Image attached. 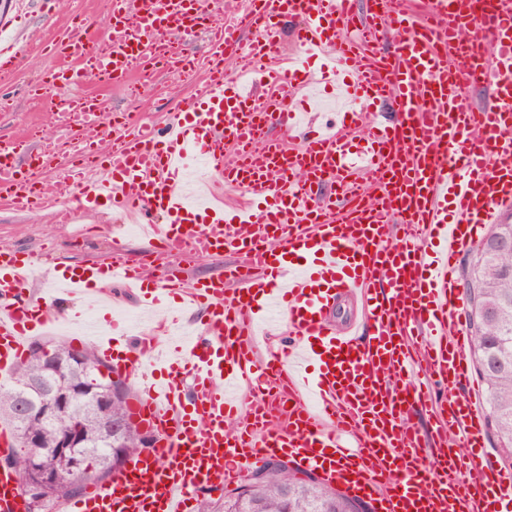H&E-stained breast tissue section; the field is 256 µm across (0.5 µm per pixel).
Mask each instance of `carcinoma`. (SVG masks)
I'll list each match as a JSON object with an SVG mask.
<instances>
[{"label":"carcinoma","mask_w":512,"mask_h":512,"mask_svg":"<svg viewBox=\"0 0 512 512\" xmlns=\"http://www.w3.org/2000/svg\"><path fill=\"white\" fill-rule=\"evenodd\" d=\"M502 225L494 224L486 238L477 245L475 255L465 268L462 278L467 302L470 306L469 327L476 368L487 386V404L499 447L506 459L512 458V241L503 245L498 239ZM109 367L91 348L80 350L79 357L58 377L47 372L42 357L29 349L27 357L17 363L10 382L0 383V422L13 429L14 447L12 455L3 463L15 472L25 470L29 457L34 455L45 469L62 467L57 458L47 452L52 447L69 421H35L25 427L15 421L14 402L10 383L16 380L36 379L45 386L61 380L73 388L85 385L90 370ZM125 395L112 403V416L124 421L125 443L118 453L111 454L110 446L101 433V417L95 394H85L73 404L74 420L84 432L88 457L87 465L97 472L91 483L107 481L113 474L118 454L123 459L137 455L145 440L129 413L130 388L122 379ZM42 435L43 447L28 448L24 443L25 429ZM260 479L254 489L238 486L224 491L218 500L201 498L197 512H246V502L257 499L261 512H356L358 501L347 497L330 485L313 479L297 481L290 470L266 464L260 468ZM290 492L283 493L284 487ZM87 483L74 478V473L65 472L60 483L52 489L51 505H58L80 493Z\"/></svg>","instance_id":"obj_1"}]
</instances>
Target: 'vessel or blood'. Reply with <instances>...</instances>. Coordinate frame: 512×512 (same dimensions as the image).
<instances>
[{"label":"vessel or blood","mask_w":512,"mask_h":512,"mask_svg":"<svg viewBox=\"0 0 512 512\" xmlns=\"http://www.w3.org/2000/svg\"><path fill=\"white\" fill-rule=\"evenodd\" d=\"M262 0L228 21L207 0H112L107 33L121 44L96 55L87 29L64 31L51 51L63 63L47 88L70 84L66 64L99 84L196 62L179 41L210 30L207 79L189 111L164 132L112 137L104 102L75 98L73 157L101 158L104 174L74 176L63 215L102 201L144 216L142 236L165 255L237 254L223 274L189 280L154 259L132 263L120 226L102 260L54 268L53 307L33 300L30 253L0 248V375L11 376L31 336L69 320L78 296L105 301L130 283L156 328L130 344L129 322L103 318L98 354L133 379L136 425L153 439L109 481L90 486L68 512H196L201 493L242 481L248 469L287 456L375 512H512V474L484 463L487 414L471 370V341L457 277L460 256L485 225L512 222V0ZM295 25L285 52L279 23ZM246 53L263 61L264 90L244 84ZM393 37L385 62L378 29ZM492 87L476 107L472 88ZM332 86L349 107L342 125L315 128L298 110L302 90ZM388 107L387 122L369 106ZM283 133L269 138L270 129ZM24 142L0 147V200L18 210L44 201L40 155ZM199 159L212 189L249 202L190 204L187 161ZM356 305L334 325L337 298ZM179 306H172V299ZM287 326L289 342L257 346ZM432 403L430 436L411 421ZM437 441L431 462L424 439ZM20 479L0 468V512H27Z\"/></svg>","instance_id":"b4317fda"}]
</instances>
